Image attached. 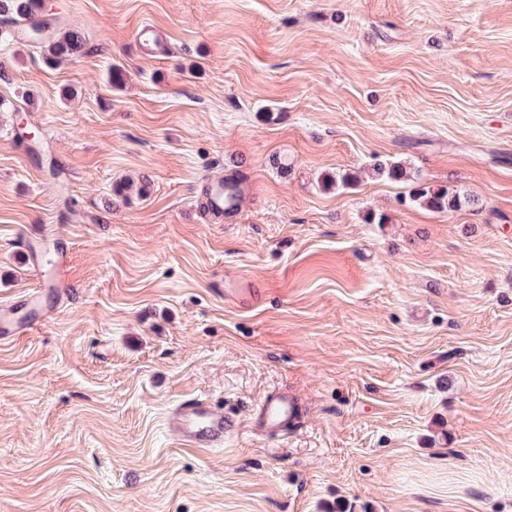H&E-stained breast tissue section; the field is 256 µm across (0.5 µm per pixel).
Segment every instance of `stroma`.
<instances>
[{
	"label": "stroma",
	"mask_w": 512,
	"mask_h": 512,
	"mask_svg": "<svg viewBox=\"0 0 512 512\" xmlns=\"http://www.w3.org/2000/svg\"><path fill=\"white\" fill-rule=\"evenodd\" d=\"M43 2L85 46L0 39V304L71 288L0 341V512H512V0ZM227 186H231L234 190L232 196L231 207L235 208L238 206L240 195L236 189V184H232L230 182H224V189ZM224 189L222 188L221 183L218 181L209 184L206 188L203 208L209 215L222 217L224 215V204L227 205V194L224 193ZM412 201L419 202L437 212L456 211L463 206H474L477 200L460 192H449L445 188L419 186L412 193ZM255 414L261 427L269 433L287 430L289 422L294 424L300 417L297 400L286 391H274L265 395ZM232 420L217 412L206 396L184 399L173 410L170 425L176 438L190 448H216L224 443V432Z\"/></svg>",
	"instance_id": "obj_1"
}]
</instances>
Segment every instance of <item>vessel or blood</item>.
Wrapping results in <instances>:
<instances>
[{
    "label": "vessel or blood",
    "mask_w": 512,
    "mask_h": 512,
    "mask_svg": "<svg viewBox=\"0 0 512 512\" xmlns=\"http://www.w3.org/2000/svg\"><path fill=\"white\" fill-rule=\"evenodd\" d=\"M41 298L40 290L26 294L21 304L0 306V339L20 334L22 326L17 318L18 307L37 313ZM261 427L270 433L287 429L300 417L298 403L293 395L285 391H274L265 395L256 409ZM170 425L176 438L190 448H216L224 442V432L231 421L217 412L210 400L204 396L184 399L173 410Z\"/></svg>",
    "instance_id": "vessel-or-blood-1"
}]
</instances>
